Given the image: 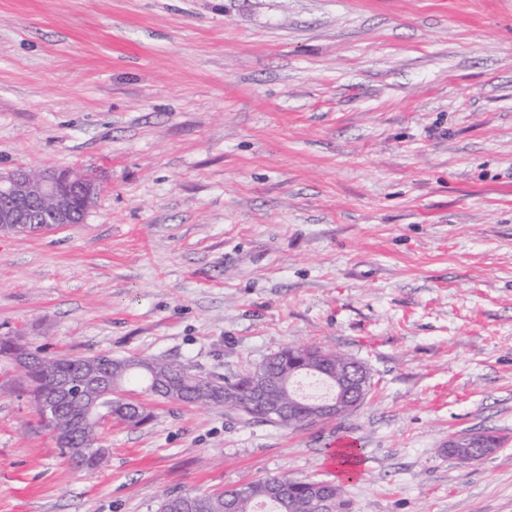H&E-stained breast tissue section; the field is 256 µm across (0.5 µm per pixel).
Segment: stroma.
Wrapping results in <instances>:
<instances>
[{"label": "stroma", "instance_id": "35a3bbf8", "mask_svg": "<svg viewBox=\"0 0 512 512\" xmlns=\"http://www.w3.org/2000/svg\"><path fill=\"white\" fill-rule=\"evenodd\" d=\"M18 166L100 191L82 223L0 235V336L210 378L305 344L371 389L299 431L153 398L79 472L0 358V512L267 476L340 485L348 512H512V0H0ZM461 432L503 442L462 467Z\"/></svg>", "mask_w": 512, "mask_h": 512}]
</instances>
